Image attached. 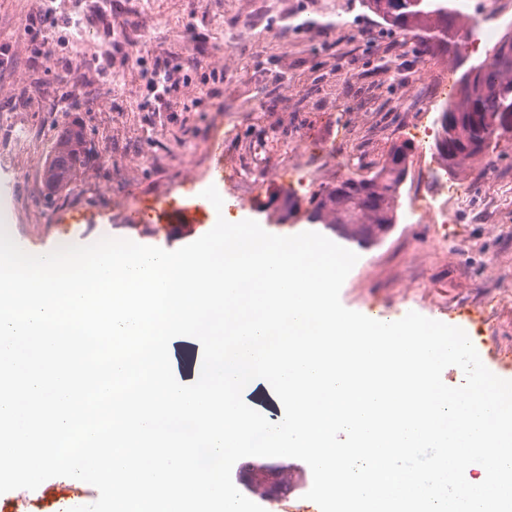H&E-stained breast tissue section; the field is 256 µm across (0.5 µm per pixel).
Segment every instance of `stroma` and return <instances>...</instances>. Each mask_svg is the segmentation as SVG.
<instances>
[{"label": "stroma", "instance_id": "obj_1", "mask_svg": "<svg viewBox=\"0 0 512 512\" xmlns=\"http://www.w3.org/2000/svg\"><path fill=\"white\" fill-rule=\"evenodd\" d=\"M0 0V174L14 177L15 236L33 250L64 238L104 237L177 249L211 230L218 214L188 179L187 154L223 166L216 186L236 200L239 171L263 158L273 172L228 220L252 219L292 236L324 225L271 224L263 210L294 194L375 171L393 146L409 144L395 223L359 259L340 291L347 309L414 311L465 329L485 366L512 380V136L452 172L438 159L443 110L493 41L458 59L388 30L362 0ZM471 23L512 29V0H449ZM111 82L110 97L101 93ZM78 120L106 158L44 202L41 166L59 127ZM467 204L449 223L422 211L447 189ZM172 203L195 224L126 223L127 210ZM73 218L62 230L64 218ZM95 487L53 477L0 512H70L94 503Z\"/></svg>", "mask_w": 512, "mask_h": 512}]
</instances>
